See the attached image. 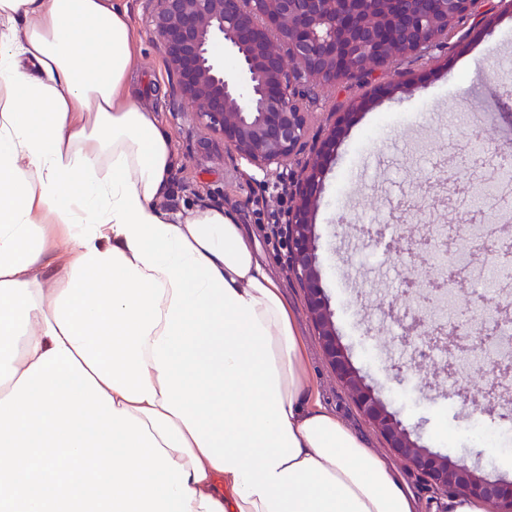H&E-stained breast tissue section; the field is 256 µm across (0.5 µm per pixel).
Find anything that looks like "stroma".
<instances>
[{"label": "stroma", "instance_id": "1", "mask_svg": "<svg viewBox=\"0 0 512 512\" xmlns=\"http://www.w3.org/2000/svg\"><path fill=\"white\" fill-rule=\"evenodd\" d=\"M137 47L134 85L140 99L155 107L174 137L176 165L164 204L180 210L195 206L230 210L253 234L268 257L282 293L295 314L308 351V369L321 403L401 473L422 503L431 493L384 438L361 415L352 396L337 380L321 350L306 309L303 289L288 269L287 251L265 236L266 214L278 209L282 176L263 173L238 158L210 154L203 146L196 103L181 100L176 79L155 43L147 22V0H129ZM492 20L480 31L459 25L445 50L410 59L409 90L379 97L361 110L350 126L325 179L315 216L317 254L336 328L354 366L397 419L432 451L463 460L484 476L512 483V382L499 395L488 392L485 375L458 353L453 372L445 355L433 349L419 356V374L405 381L394 367L412 349L401 342L403 328L387 311L405 312L413 301L401 293L399 271L409 258L406 239L378 238L376 229L405 220L419 226L444 224L448 213L443 170L452 165L455 197L461 211L495 222L503 239L512 238V222L499 223L478 199L471 177L472 160L463 148L472 131L485 157L512 158V13L495 5ZM431 208L416 211L421 200ZM456 252L471 269L457 286L455 313L471 294L494 298L495 263L472 240L458 239ZM483 277H476V270ZM495 447L481 449L480 434Z\"/></svg>", "mask_w": 512, "mask_h": 512}]
</instances>
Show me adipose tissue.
Instances as JSON below:
<instances>
[{"mask_svg":"<svg viewBox=\"0 0 512 512\" xmlns=\"http://www.w3.org/2000/svg\"><path fill=\"white\" fill-rule=\"evenodd\" d=\"M135 63L124 0H0V512H421L243 225L161 207Z\"/></svg>","mask_w":512,"mask_h":512,"instance_id":"ef3b65f1","label":"adipose tissue"}]
</instances>
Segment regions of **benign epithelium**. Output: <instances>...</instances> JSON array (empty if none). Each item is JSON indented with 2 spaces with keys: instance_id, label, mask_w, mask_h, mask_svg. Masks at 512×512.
Wrapping results in <instances>:
<instances>
[{
  "instance_id": "7a95c632",
  "label": "benign epithelium",
  "mask_w": 512,
  "mask_h": 512,
  "mask_svg": "<svg viewBox=\"0 0 512 512\" xmlns=\"http://www.w3.org/2000/svg\"><path fill=\"white\" fill-rule=\"evenodd\" d=\"M150 25L181 97L198 104V124L216 149L262 171L288 175L292 205L288 224V269L303 288L308 314L325 359L352 395L367 422L407 466L438 495L461 493L486 501L491 512H512V483L493 481L464 463L426 448L390 412L351 362L336 330L322 284L314 215L329 165L359 110L368 99L330 112L322 136L309 142L312 89L322 85L371 86L370 95L390 94L411 82L403 62L448 44L457 25L478 26L490 11L488 0H149ZM235 67H224V52ZM290 59L292 67L285 65ZM468 213L455 212L448 232H421L410 254L423 263L448 256L458 225ZM462 272L448 264L422 283L403 273L405 292L421 303L444 295ZM491 307L512 314V291L501 290ZM455 335L462 348L479 351L492 333L470 312L456 322H427L411 316L405 344L434 349ZM491 389L512 376V363L484 367Z\"/></svg>"
}]
</instances>
